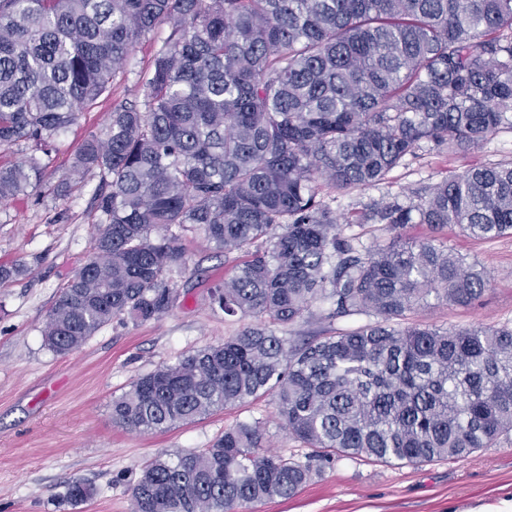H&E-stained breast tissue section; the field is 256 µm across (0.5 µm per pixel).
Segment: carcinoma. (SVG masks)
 <instances>
[{
    "label": "carcinoma",
    "mask_w": 512,
    "mask_h": 512,
    "mask_svg": "<svg viewBox=\"0 0 512 512\" xmlns=\"http://www.w3.org/2000/svg\"><path fill=\"white\" fill-rule=\"evenodd\" d=\"M169 34L50 181L53 138L112 94L138 45ZM512 129V0H0V201L99 184L90 255L61 288L43 337L67 355L104 325L168 312L182 241L245 253L211 304L259 319L136 378L112 423L162 432L265 395L305 460L262 445L260 422L208 448L161 454L130 487V512H236L288 497L334 456L454 462L512 433V325L405 326L429 304L467 306L484 270L442 233L512 237V164H486L375 204L364 246L317 200L320 182H379L430 142L456 154ZM425 224L431 235L405 239ZM323 301L327 320L367 317L300 342L288 328ZM95 488L67 486L78 505Z\"/></svg>",
    "instance_id": "1"
}]
</instances>
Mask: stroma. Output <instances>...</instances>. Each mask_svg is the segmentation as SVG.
I'll list each match as a JSON object with an SVG mask.
<instances>
[{
    "instance_id": "1",
    "label": "stroma",
    "mask_w": 512,
    "mask_h": 512,
    "mask_svg": "<svg viewBox=\"0 0 512 512\" xmlns=\"http://www.w3.org/2000/svg\"><path fill=\"white\" fill-rule=\"evenodd\" d=\"M167 34L162 27L142 41L127 64L128 78L113 87V99L134 98L136 71L147 67ZM109 109V103L99 104L56 137V149L45 159L54 180L68 173L76 147L103 128ZM510 162L512 130L501 129L477 149L454 156L424 144L385 180L344 191L325 186L319 198L337 217H350L375 201L409 202L415 188L450 173ZM98 182L87 175L83 191L65 199L34 190L0 203V264L20 259L28 266L25 275L0 282V512H130L129 487L145 462L161 452L208 447L239 423H260L264 447L299 458L305 453L280 427L271 395L154 434L112 422L113 397L138 376L246 327V320L214 311L209 297L243 253L224 254L187 236V262L171 275L174 302L161 318L114 319L67 356L45 347L47 315L90 254V203ZM448 245L479 262L491 286L466 307H419L409 313V323L461 329L512 322V237L482 240L452 231ZM76 480L97 493L75 506L64 494ZM503 499H512V440L455 462L397 465L340 457L295 496L248 512H471Z\"/></svg>"
}]
</instances>
